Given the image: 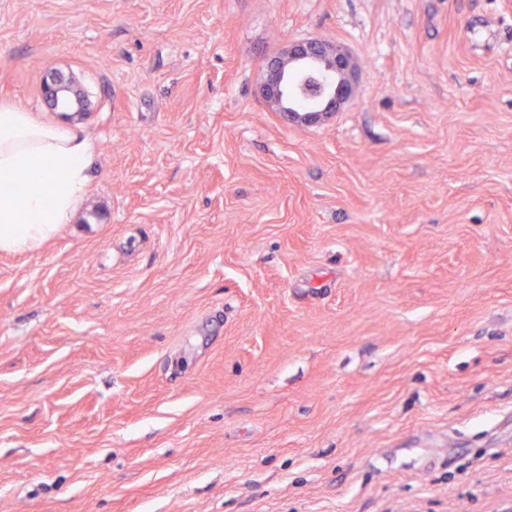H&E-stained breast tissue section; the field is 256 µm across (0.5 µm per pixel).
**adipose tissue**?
Listing matches in <instances>:
<instances>
[{"instance_id": "adipose-tissue-1", "label": "adipose tissue", "mask_w": 512, "mask_h": 512, "mask_svg": "<svg viewBox=\"0 0 512 512\" xmlns=\"http://www.w3.org/2000/svg\"><path fill=\"white\" fill-rule=\"evenodd\" d=\"M76 119L0 106V251L35 252L71 221L92 164Z\"/></svg>"}]
</instances>
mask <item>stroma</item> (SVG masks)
I'll return each instance as SVG.
<instances>
[{"label": "stroma", "instance_id": "1", "mask_svg": "<svg viewBox=\"0 0 512 512\" xmlns=\"http://www.w3.org/2000/svg\"><path fill=\"white\" fill-rule=\"evenodd\" d=\"M347 46L286 125L267 59ZM94 150L0 252V512H512V0H0ZM324 73L335 78L326 82ZM354 83L348 48L308 39L288 44L267 61L260 92L282 123L315 125L332 117L351 98ZM298 98L316 100V105L299 109Z\"/></svg>", "mask_w": 512, "mask_h": 512}]
</instances>
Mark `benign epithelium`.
Wrapping results in <instances>:
<instances>
[{
    "mask_svg": "<svg viewBox=\"0 0 512 512\" xmlns=\"http://www.w3.org/2000/svg\"><path fill=\"white\" fill-rule=\"evenodd\" d=\"M354 83L348 48L308 39L288 44L267 61L260 92L282 123L315 125L351 98ZM66 86L59 77L43 85L42 93L56 111L68 109L60 98Z\"/></svg>",
    "mask_w": 512,
    "mask_h": 512,
    "instance_id": "obj_1",
    "label": "benign epithelium"
}]
</instances>
